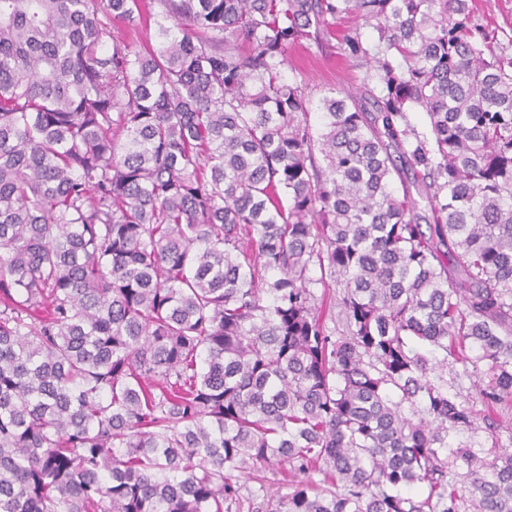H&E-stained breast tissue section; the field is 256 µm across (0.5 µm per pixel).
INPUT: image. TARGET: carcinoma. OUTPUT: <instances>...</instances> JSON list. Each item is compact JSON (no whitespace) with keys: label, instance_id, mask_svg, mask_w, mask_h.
I'll use <instances>...</instances> for the list:
<instances>
[{"label":"carcinoma","instance_id":"obj_1","mask_svg":"<svg viewBox=\"0 0 512 512\" xmlns=\"http://www.w3.org/2000/svg\"><path fill=\"white\" fill-rule=\"evenodd\" d=\"M155 4L137 47V0H0V512H512V451L464 439L512 408V36ZM348 15L315 136L288 48ZM160 20L161 17H157L154 15V18H151L149 22V26L146 27H140L133 29V27L128 26L127 23L124 22H114L112 24V34L114 35H123L126 34L131 41L134 42V44L139 47L140 45L147 43V41L154 42L155 36H156V20ZM155 20V21H154Z\"/></svg>","mask_w":512,"mask_h":512}]
</instances>
